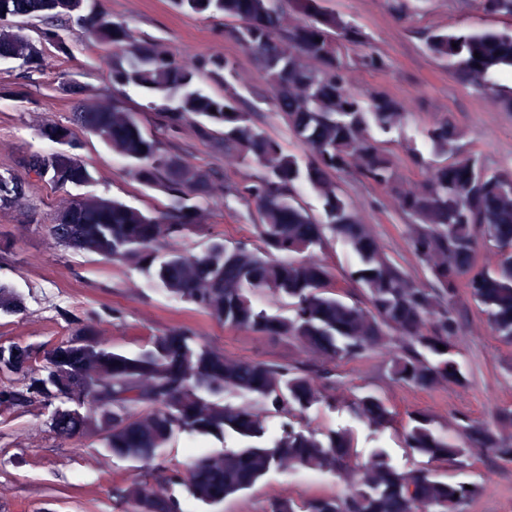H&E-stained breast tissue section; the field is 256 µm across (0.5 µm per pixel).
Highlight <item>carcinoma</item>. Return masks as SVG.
<instances>
[{"label":"carcinoma","mask_w":512,"mask_h":512,"mask_svg":"<svg viewBox=\"0 0 512 512\" xmlns=\"http://www.w3.org/2000/svg\"><path fill=\"white\" fill-rule=\"evenodd\" d=\"M85 2L0 0V58L40 70L45 46L67 53L62 32L74 25L116 48L112 85L155 98L151 108L157 131L147 130L138 113L120 100L94 97L73 114V126L106 144L140 185L163 194L166 203L144 212L96 196L73 198L50 225V233H61L63 245L132 264L153 287L215 321L293 337L331 363L356 361L396 334L405 345L390 358L392 376L419 389L442 385L446 374L460 385L466 381L462 366L448 354L458 331L453 302L461 285L496 335L512 344V188L506 186L511 172H491L478 154L464 151L454 122L443 119L427 130L431 153L442 158L429 166L434 188L424 196L400 198L399 206L415 219L409 247L427 265L428 283L413 278L371 240L343 194L340 174L353 173L390 192L397 191L400 180L384 136L402 130L406 112L388 94L363 97L346 81V50L363 43L361 30L327 10L323 0H292L302 16L292 29L271 0H171L180 12L238 21L224 28V37L254 55L274 106L309 151L303 161L256 128L251 113L243 111L229 58L199 55L183 65L109 14L84 11ZM30 17L43 24L35 39L12 24L15 18ZM288 45L300 47L306 60L295 63L281 53ZM426 46L466 86L472 71H482L485 80L471 85L473 89L512 110V86L500 83L501 76L512 74V32L474 27L436 31ZM476 52L481 58L474 57ZM202 77L222 90L203 89ZM187 121L195 124L201 139L260 169L255 180L234 189V196L258 213L256 246L214 239L196 252L160 254L163 242L199 223L197 200L211 196L218 180L160 137ZM60 132L70 136L65 149L27 154L21 166L28 177L65 190L88 182L91 174L73 152L72 126L40 128L41 137L51 143ZM301 189L315 197L321 217L300 202ZM24 195V182L0 176L1 208ZM330 237L342 241L352 256L347 277L360 286L362 298L341 295L333 269L319 257ZM488 243L499 246L501 257L494 265L480 266L478 256ZM434 250L448 256L441 268L428 265ZM258 294L273 298L278 310L261 306ZM21 308V297L1 284L0 313ZM71 323L70 336L49 348L13 347L16 354L0 362V373L21 375L23 382L1 386L0 404L28 409L35 395L57 414L58 433L79 439L96 430L98 419L60 414L58 407L59 396L82 393L99 407L116 411L103 434L109 452L148 466L178 435L232 442L222 448L224 469L210 468L208 451L192 456V473L168 474L165 481L180 488L179 495L153 499L146 488L129 486V512H184L185 498L217 506L251 490L275 471L283 455L301 470L334 471L356 490L300 503L275 499L270 512H414L418 502L435 512H464L481 493V483L456 479L438 465L463 468L467 458L484 451L512 457V442H503L483 421L465 416L441 423L422 411L400 419L373 391L348 395L315 371L225 357L200 344L190 328L172 329L152 337L138 352H123L102 346L93 323L78 317ZM99 369L111 373V385L98 382ZM147 374L156 379L155 392L133 393L134 381ZM322 404L346 411L376 432L400 423L396 437L414 459L413 466H394L384 448L359 459L348 427H310L306 413ZM274 415L286 418L277 430L270 428ZM449 429L460 441L448 437Z\"/></svg>","instance_id":"cac0c4a2"}]
</instances>
